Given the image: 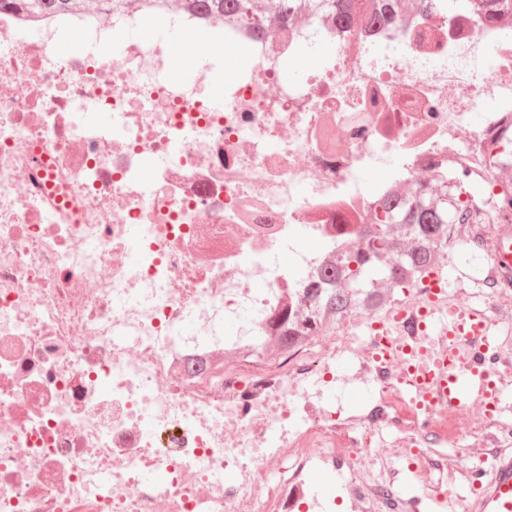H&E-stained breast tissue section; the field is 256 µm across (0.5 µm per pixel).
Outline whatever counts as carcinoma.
<instances>
[{
	"label": "carcinoma",
	"mask_w": 512,
	"mask_h": 512,
	"mask_svg": "<svg viewBox=\"0 0 512 512\" xmlns=\"http://www.w3.org/2000/svg\"><path fill=\"white\" fill-rule=\"evenodd\" d=\"M134 0H0L33 14L82 12L90 8L112 10ZM477 15L494 19L512 16V0H453ZM184 5L224 19V15L244 17L258 25L294 15L313 18L328 12L340 21L351 19L354 0H184ZM506 155H494L491 161L507 167L503 189L487 205L476 208L461 201L467 181L461 177L443 178L440 192L421 185L410 200L397 198L384 204L377 223L387 229L370 235L364 248L357 249L328 271L326 278L340 283L338 288L314 285L308 294L312 319L320 313L337 315L367 300L384 297L386 291L404 288L419 273L435 269V245L449 238L456 224H487L489 217L499 224H512V139L503 143Z\"/></svg>",
	"instance_id": "carcinoma-1"
}]
</instances>
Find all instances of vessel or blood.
I'll use <instances>...</instances> for the list:
<instances>
[{
  "mask_svg": "<svg viewBox=\"0 0 512 512\" xmlns=\"http://www.w3.org/2000/svg\"><path fill=\"white\" fill-rule=\"evenodd\" d=\"M490 259L503 280H512L511 224L498 225ZM431 329L436 336L447 338L450 353L415 370L405 383L406 391L414 394L430 390L447 402L452 413L478 394L493 403L500 401L501 384L489 373L495 338L485 322L474 313L455 309L434 316ZM470 477L481 489L473 512H512V456L500 457L490 477H483L476 467L471 469Z\"/></svg>",
  "mask_w": 512,
  "mask_h": 512,
  "instance_id": "b4317fda",
  "label": "vessel or blood"
}]
</instances>
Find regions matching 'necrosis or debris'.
Segmentation results:
<instances>
[{"label":"necrosis or debris","instance_id":"obj_1","mask_svg":"<svg viewBox=\"0 0 512 512\" xmlns=\"http://www.w3.org/2000/svg\"><path fill=\"white\" fill-rule=\"evenodd\" d=\"M364 2L262 29L182 0L0 9V512H416L401 458L465 482L447 406L421 429L372 342L416 343L431 275L327 317L340 342L268 345L382 202L451 171L500 189L512 20ZM176 32L246 59L174 73ZM342 355L374 390L355 413L323 401ZM471 431L485 456L512 446L501 412Z\"/></svg>","mask_w":512,"mask_h":512}]
</instances>
